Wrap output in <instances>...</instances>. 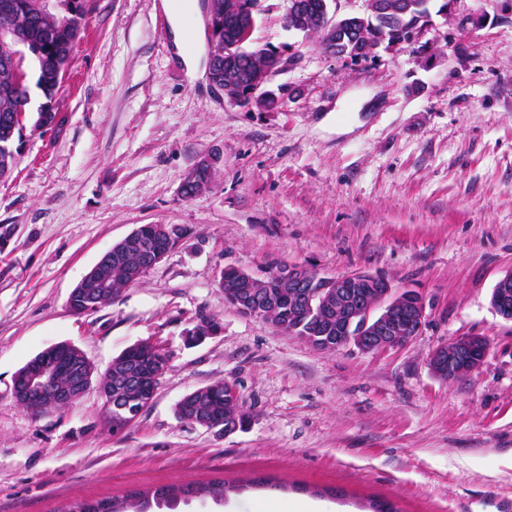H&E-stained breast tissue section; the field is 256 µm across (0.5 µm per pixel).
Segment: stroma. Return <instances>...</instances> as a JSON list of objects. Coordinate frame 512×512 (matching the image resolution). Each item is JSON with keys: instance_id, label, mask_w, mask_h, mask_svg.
Masks as SVG:
<instances>
[{"instance_id": "obj_1", "label": "stroma", "mask_w": 512, "mask_h": 512, "mask_svg": "<svg viewBox=\"0 0 512 512\" xmlns=\"http://www.w3.org/2000/svg\"><path fill=\"white\" fill-rule=\"evenodd\" d=\"M90 0L60 94L59 134L26 130L0 179V512H57L160 486L226 483L222 498L146 512H494L512 499V322L491 292L512 270V16L423 35L353 64L286 31L287 0H262L249 49L289 47L280 106L248 112L206 80L202 4ZM217 156L209 189L185 172ZM143 224L190 234L99 311L68 306L80 278ZM233 265L366 271L426 301L420 332L380 352L316 349L225 304ZM217 334L190 343L191 320ZM478 334L483 365L447 382L434 349ZM168 355L155 400L113 430L97 392L40 415L15 372L68 342L97 371L140 341ZM222 381L250 420L226 435L178 420L187 393ZM198 161H196V163H194V165L191 167L192 169H189L185 173L182 184H181V190H182V186L185 182H188L194 178L196 169H201L206 166H211L214 163L215 158L208 155L206 157L203 156V158L199 161V163H198ZM211 175H212V171L210 174H207L205 171H203L201 174H199L197 176V178L194 181L188 182L187 186L184 189L185 198L193 199V198L197 197L199 194H201L207 188L209 183L211 182V179H212Z\"/></svg>"}]
</instances>
